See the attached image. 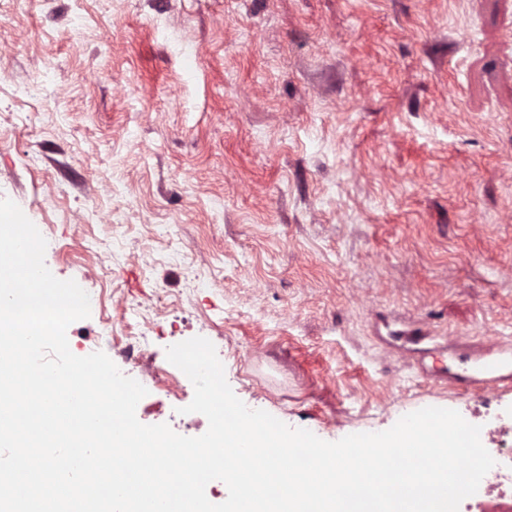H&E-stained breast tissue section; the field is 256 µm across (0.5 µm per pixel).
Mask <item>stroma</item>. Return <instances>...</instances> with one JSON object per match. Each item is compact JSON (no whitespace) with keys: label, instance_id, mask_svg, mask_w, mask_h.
<instances>
[{"label":"stroma","instance_id":"obj_1","mask_svg":"<svg viewBox=\"0 0 512 512\" xmlns=\"http://www.w3.org/2000/svg\"><path fill=\"white\" fill-rule=\"evenodd\" d=\"M2 199L108 310L210 320L251 409L468 416L378 339L512 336V0H0ZM398 334L401 336H398L401 340H403L404 344L415 346L416 348H412L411 350L414 353H417L420 358L417 359V362L423 361V354L427 355L430 348H419L417 347L422 342H424L427 339H432V336L429 335V331L427 329H424L423 325H415L413 327H410L406 330H400L398 331ZM409 348L407 351H411Z\"/></svg>","mask_w":512,"mask_h":512}]
</instances>
